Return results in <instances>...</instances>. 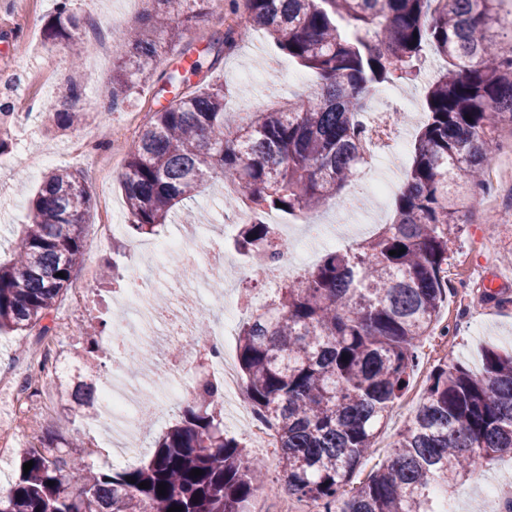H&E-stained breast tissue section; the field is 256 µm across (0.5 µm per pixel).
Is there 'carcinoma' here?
<instances>
[{
  "label": "carcinoma",
  "mask_w": 512,
  "mask_h": 512,
  "mask_svg": "<svg viewBox=\"0 0 512 512\" xmlns=\"http://www.w3.org/2000/svg\"><path fill=\"white\" fill-rule=\"evenodd\" d=\"M67 2L58 3L45 36L77 69L81 36ZM209 2L151 0L152 10L116 47L108 109L151 77L163 46L146 33L165 29L181 39L203 15L195 5ZM498 3L244 0L246 30L266 32L318 79L312 91L245 122L226 109L224 86L194 89L185 77L216 68L237 46L234 31L212 35L202 53L187 57L185 72L166 74L160 91L174 96L152 113L121 174L127 228L141 236L156 234L180 211L189 222L182 207L216 179L233 185L231 208L248 197L263 210L310 214L356 180L364 138L358 117L372 91L418 78L430 51L444 62L425 90L428 119L392 222L355 249L330 252L283 282L273 307L252 314L240 329L249 405L277 429L276 480L268 482L261 462L224 433V389L205 376L181 420L135 468L93 472L74 489L69 473L83 462L68 451L70 443L55 452L21 450L0 512H168L173 506L249 512L250 499L264 488L305 498L320 512H440L441 499L469 474L475 454L512 457V352L486 348L478 372L446 362L432 370L386 461L349 488L420 364L418 344L430 335L446 294L451 230L471 198L491 191L490 136L512 127V51L491 32ZM81 95L75 74L61 104L46 105L56 126L85 121L75 110ZM90 208L76 172L59 168L45 177L11 243L12 256L0 261V333L35 330L42 338L50 332L42 321L83 259ZM273 236L272 226L259 221L240 225L235 236L237 249L252 258L256 281L279 256ZM194 469L202 475H191Z\"/></svg>",
  "instance_id": "carcinoma-1"
}]
</instances>
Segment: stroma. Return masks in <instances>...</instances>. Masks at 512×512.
<instances>
[{
	"mask_svg": "<svg viewBox=\"0 0 512 512\" xmlns=\"http://www.w3.org/2000/svg\"><path fill=\"white\" fill-rule=\"evenodd\" d=\"M58 0H29L26 11L9 18L0 16V70H7L12 78L0 83V104L8 105L9 114H0V139L8 149L0 154V256L8 257L9 242L20 224L26 223L30 200L38 182L30 178L31 164L46 151H54L55 167L79 172L92 196V205L83 226L85 257L74 269L72 283H80L86 269H94L89 298L81 309L72 308L69 296H62L48 317V324L67 316L72 320L71 331L59 349L61 358L76 369L75 376L101 385L108 379L121 386L137 388L141 394H162L165 380L157 368L139 367L136 372H125L111 360L94 356L87 351V330H96L102 340H110L114 333L118 301L125 279L132 271L147 273L145 284L153 295L176 298L181 283L168 275L164 265H152L147 253L137 251L143 243L140 235L124 232L117 239L105 237L103 206H110L120 223L130 216L126 210L120 174L124 169L127 148L121 142L105 143L95 150L85 143L87 132L99 126L121 128L136 124L144 128L153 111L166 105L169 96L159 90L161 74L167 73L179 61L181 46L163 51L155 74L149 80L136 84L124 104L114 112L106 111V88L112 75V58L99 61L86 59L80 70L84 91L77 104L86 112L83 124L65 130L57 128L42 109L51 99L49 88L36 85L35 78L46 75L56 80L58 87H66L73 72L67 53L58 45L45 40L44 28L54 15ZM147 7L139 0L136 8H129L125 0H70V12L79 25L80 33L97 28L107 33L111 42H118L127 28L137 24ZM440 62L429 56L422 74L413 82L390 87L395 106L405 113L403 128L408 139H416L427 119L424 91L437 75ZM210 83L224 86L237 114L261 107H277L288 96L310 90L315 79L287 55L275 47L263 32L253 33L227 54L208 76ZM114 157L116 165L107 175L99 173L101 154ZM50 166V167H53ZM50 167L41 166V173ZM194 221L202 225L204 233L222 237L226 224L232 223L233 213L224 206V184L211 182L193 207ZM394 217L393 199L367 202L364 209L348 206L343 213L344 241L355 244L369 238L376 227L390 223ZM512 250V222L488 226L481 215L480 200H472L462 217L460 232L453 235L448 250V291L435 328L421 343V362L411 374L408 385L396 402L390 418L377 439L376 453L365 460L351 478L352 486L365 482L388 456L394 441L404 429L418 405L420 394L432 369L440 362L460 363L471 370L482 365L481 353L485 347L512 349V264L503 261L505 252ZM464 297V304H456V297ZM33 336L24 333L0 335V375L7 379L0 385V425L10 423L13 415L12 388L26 375V351ZM72 377H54L48 380L42 396L51 407L50 412L35 418V433L18 431L13 448L0 455V495L7 494L15 471L19 449L39 447L54 439L80 433L86 447L92 448L89 461L96 469L107 471L112 467V456L97 450L106 433L94 427L93 418L98 408H72L68 392ZM512 467V459L503 457L495 462L475 458L471 479L458 485L449 497V506L467 505L468 512H480L476 486L486 477L497 475Z\"/></svg>",
	"mask_w": 512,
	"mask_h": 512,
	"instance_id": "35a3bbf8",
	"label": "stroma"
}]
</instances>
